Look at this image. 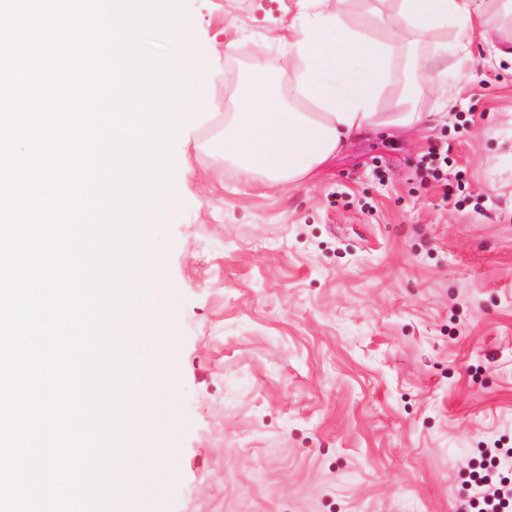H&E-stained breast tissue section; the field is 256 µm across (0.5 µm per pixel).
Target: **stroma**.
Listing matches in <instances>:
<instances>
[{
    "instance_id": "stroma-1",
    "label": "stroma",
    "mask_w": 512,
    "mask_h": 512,
    "mask_svg": "<svg viewBox=\"0 0 512 512\" xmlns=\"http://www.w3.org/2000/svg\"><path fill=\"white\" fill-rule=\"evenodd\" d=\"M215 107L157 225L168 385L143 512H458L468 463L512 447V62L485 13L446 120L351 140L315 177L267 186L214 143L271 31L301 0H184ZM220 57H212V49ZM462 206L420 180L430 146Z\"/></svg>"
}]
</instances>
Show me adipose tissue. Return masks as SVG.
<instances>
[{
    "mask_svg": "<svg viewBox=\"0 0 512 512\" xmlns=\"http://www.w3.org/2000/svg\"><path fill=\"white\" fill-rule=\"evenodd\" d=\"M305 2L303 17L277 37L288 47L287 90L271 92L265 64L255 62L245 97L224 115V141L242 171L274 183L311 177L362 132L422 122L423 89L447 93L449 76L463 70L428 66L412 44L435 38L440 58L460 61L481 15L512 14V0H392L387 19L394 30L382 40L370 24L348 22L349 0H336L332 15L321 0ZM397 70L403 73L398 94L389 111H379Z\"/></svg>",
    "mask_w": 512,
    "mask_h": 512,
    "instance_id": "1",
    "label": "adipose tissue"
}]
</instances>
